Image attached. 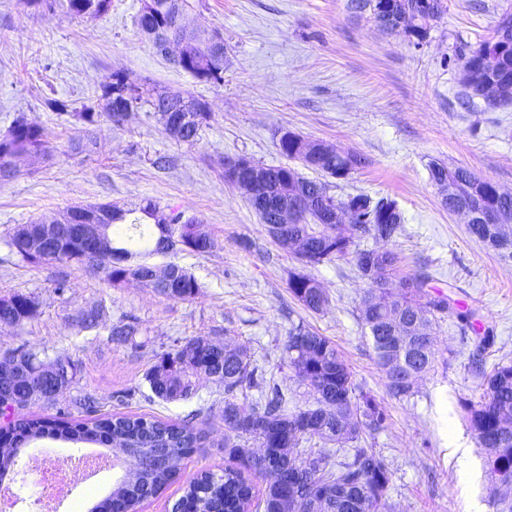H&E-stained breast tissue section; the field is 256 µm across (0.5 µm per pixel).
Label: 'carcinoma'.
Listing matches in <instances>:
<instances>
[{
	"label": "carcinoma",
	"instance_id": "cac0c4a2",
	"mask_svg": "<svg viewBox=\"0 0 512 512\" xmlns=\"http://www.w3.org/2000/svg\"><path fill=\"white\" fill-rule=\"evenodd\" d=\"M421 0H395L394 9L373 21L385 31H393L420 12ZM427 19L412 23L408 32L417 39L426 36L429 21L438 19L444 11L442 0ZM68 12L73 15H94L108 11L111 0H66ZM168 11L155 15H138V27L157 29L164 34L171 29ZM483 56L488 64L512 76V33L504 39L490 38L478 46L456 51L451 61L465 66L467 82L464 97H482L490 105L512 102V89L495 88L485 71L469 65V59ZM176 66L205 82L223 81L224 58L201 68L193 63L176 62ZM133 92L134 105L148 103L155 108L162 125L175 120L187 128L183 142L195 141L200 129L211 118L209 112H198L192 107L193 98L181 97L169 108L156 110L157 101L165 93L148 89L125 71H115L102 86L106 117L120 123L126 116L122 112L124 89ZM49 149L48 135L40 126L17 116L9 129L0 134V175L9 177L13 172L4 170L9 158L15 154L44 156ZM362 165L354 158L349 165L338 153L323 155L313 166L338 181L349 179ZM431 180L448 189L442 203L453 213L461 206L482 214L496 210L512 222V197L499 198L493 192L492 181L477 193L466 189L478 176L466 169H450L435 163L430 167ZM321 199L331 207L353 209L360 220L355 224L338 225L331 229L320 223L316 210L305 209L307 222L293 225L296 233L311 241L310 255L299 256L306 265L315 266L334 258L352 255L354 265L368 288L361 297L359 318L368 330L377 366L386 379L391 396L407 399L417 392V385L409 375L421 379L434 366L436 350L432 337L433 325L448 314L462 322H470L473 313L454 307L440 291L429 288L430 276L415 273L396 281V289L381 287L370 276L373 271L383 272L392 282L398 256L387 244L399 235L404 224L403 212L397 201L388 197L374 199L367 194L332 195L325 184H319ZM166 221L185 229V250L204 254L214 247L209 234L197 235L192 229L195 220L183 221V213L176 208L164 213L151 199L131 209H114L100 205L99 221L107 225L112 240V257L100 262L96 270L104 274L108 283L118 286L134 276L144 278V286L168 297L182 300L195 298L200 284L187 269L177 267V276L169 285L147 280L151 263L145 258L163 252L148 226L155 221ZM471 235L497 250L505 261H512V250L497 248L495 233L488 224L475 220L468 225ZM370 238L376 247L350 251L355 240ZM11 254L23 263L38 265L54 262L60 265H80L75 249L48 248L34 253L20 246L16 234L5 241ZM289 293L308 311L319 314L329 305V297L313 277L293 273L288 279ZM36 308L31 298L14 293L0 297V320L7 319L17 325L34 318ZM108 309L98 301L82 310L79 326L93 330L107 325ZM132 323L119 321L110 326L111 339L126 342L136 335ZM288 367L298 386H305L313 395L315 405L301 408L294 404L296 393L283 389L274 378L251 364L239 352L226 353L224 345L215 344L205 337H196L188 347H174L161 353L147 371L145 380L152 396L164 401L189 398L194 391L193 379L205 376L224 388V453L235 467L217 473L203 471L186 480L183 495L176 508L187 506L197 512H395L382 510L389 490L392 471L387 459L376 449L364 446L366 437L387 427L389 414L386 407L371 394L359 389L353 374L327 336L300 323L291 328L284 347ZM30 371L44 364L45 351L15 348ZM58 366L56 386L61 392L73 384L77 368L66 353L52 359ZM29 379L0 385V406L13 409V405L29 404ZM460 407L486 465L500 476V485L512 488V362L497 364L486 379V391L473 402L460 401ZM12 439L0 446V480L11 472L21 449L35 440L52 437L72 444L94 443L112 451L115 456L130 455L139 459L141 468L134 482L118 486L112 491V508L116 512H135L136 506L160 495L171 483L180 478L181 465L194 448L200 445L201 431L192 420L169 421L145 415L116 413L104 418L81 421L49 418L20 419L11 425ZM264 449L260 456L252 455L251 446ZM302 474V481L293 489L284 490L281 483L288 482V469ZM277 472V478L267 483L262 496L255 497L248 475L266 476Z\"/></svg>",
	"mask_w": 512,
	"mask_h": 512
}]
</instances>
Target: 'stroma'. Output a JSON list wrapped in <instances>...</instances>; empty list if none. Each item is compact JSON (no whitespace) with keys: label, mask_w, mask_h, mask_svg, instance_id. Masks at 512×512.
I'll return each mask as SVG.
<instances>
[{"label":"stroma","mask_w":512,"mask_h":512,"mask_svg":"<svg viewBox=\"0 0 512 512\" xmlns=\"http://www.w3.org/2000/svg\"><path fill=\"white\" fill-rule=\"evenodd\" d=\"M183 3L187 31L224 36L222 82L200 81L157 55L137 26L140 0H112L99 17L72 15L64 0H0V133L22 113L45 129L52 149L50 160L21 159L14 175L0 180V296L23 293L37 306L33 319L0 327V354L20 346L65 352L78 368L70 390L50 403H30L19 416L190 417L204 439L185 459V476L219 471L229 463L223 393L202 378L192 398L158 400L149 395L146 371L173 340L204 336L242 348L288 386L284 344L302 322L336 343L356 385L387 408V428L367 445L390 463L389 505L398 512H498L489 495L494 479L459 402L479 400L484 373L512 361V262L443 207L428 166L465 168L512 193V103L463 102L465 72L447 62L457 46L490 39L500 18L512 14V0H443L444 13L429 22L421 41L353 17L348 0ZM116 70L207 102L211 119L197 140L171 139L146 103L119 124L79 121L80 112L100 111L101 86ZM50 98L67 101L71 118L51 111ZM286 131L363 158L338 194L395 199L405 217L390 243L400 257L398 276L430 273L452 302L476 312L493 344L482 345L472 329L446 318L435 331L437 362L418 393L404 400L389 395L359 319L368 284L352 259L304 265L273 242L246 198L224 180L229 156L285 164L278 141ZM145 198L198 219L216 242L206 254L152 258L191 272L201 285L194 299L166 297L132 281L115 287L86 266L23 264L5 244L16 225L55 219L76 205ZM295 272L322 283L327 312L311 313L289 294ZM100 299L112 320L137 325L136 336L118 344L107 330L72 325ZM86 395L95 400L89 410L76 403ZM94 450L49 439L24 449L10 484L16 512H41L31 456L78 458Z\"/></svg>","instance_id":"1"}]
</instances>
